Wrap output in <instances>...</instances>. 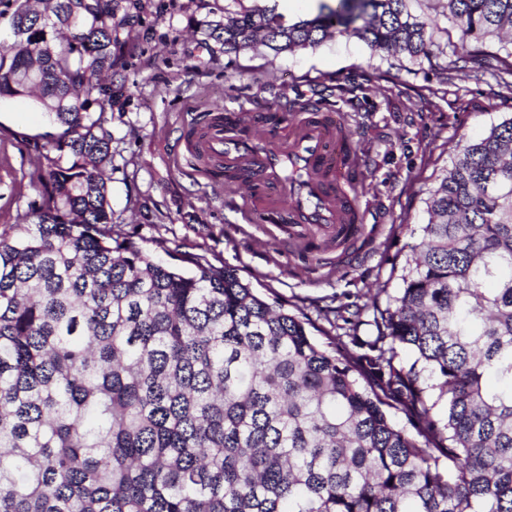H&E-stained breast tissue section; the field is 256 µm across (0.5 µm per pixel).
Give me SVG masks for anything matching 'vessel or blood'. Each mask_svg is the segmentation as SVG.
Here are the masks:
<instances>
[{
    "instance_id": "b4317fda",
    "label": "vessel or blood",
    "mask_w": 512,
    "mask_h": 512,
    "mask_svg": "<svg viewBox=\"0 0 512 512\" xmlns=\"http://www.w3.org/2000/svg\"><path fill=\"white\" fill-rule=\"evenodd\" d=\"M266 132L255 119L228 126L222 115H211L197 127L187 148L213 177L226 170L249 175L246 199L252 208L284 215L291 224L333 227L340 241L358 237L361 227L349 194L351 162L342 150L345 132L334 114L309 103L294 114L286 139L270 140ZM288 159L302 169L300 180L285 177Z\"/></svg>"
}]
</instances>
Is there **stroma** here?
I'll list each match as a JSON object with an SVG mask.
<instances>
[{
  "label": "stroma",
  "mask_w": 512,
  "mask_h": 512,
  "mask_svg": "<svg viewBox=\"0 0 512 512\" xmlns=\"http://www.w3.org/2000/svg\"><path fill=\"white\" fill-rule=\"evenodd\" d=\"M141 3L130 40L116 49L112 104L101 117L112 136L113 235L164 260L205 256L313 320L329 296L364 304L377 289L400 287L414 232L428 221V191L456 146L512 117V91L461 80L449 20L436 36L444 51L427 58L378 53L354 37L228 55L203 32L204 22L223 20L225 0ZM310 100L340 114L357 147L363 232L331 250L322 234L288 241L276 225L253 222L241 194L226 193L186 149L190 129L215 105L292 113ZM54 130L29 99L0 100V230L34 221Z\"/></svg>",
  "instance_id": "obj_1"
}]
</instances>
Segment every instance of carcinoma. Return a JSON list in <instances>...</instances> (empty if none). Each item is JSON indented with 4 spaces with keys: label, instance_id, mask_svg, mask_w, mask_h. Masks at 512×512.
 I'll use <instances>...</instances> for the list:
<instances>
[{
    "label": "carcinoma",
    "instance_id": "cac0c4a2",
    "mask_svg": "<svg viewBox=\"0 0 512 512\" xmlns=\"http://www.w3.org/2000/svg\"><path fill=\"white\" fill-rule=\"evenodd\" d=\"M14 2L0 97L61 132L37 221L0 231V512H512V118L456 147L397 294L326 307L320 344L235 270L112 236L89 107L112 104L101 76L137 3ZM333 2L292 20L258 2L210 36L226 54L334 34L431 55L412 0ZM440 2L461 47L512 45V0Z\"/></svg>",
    "mask_w": 512,
    "mask_h": 512
}]
</instances>
